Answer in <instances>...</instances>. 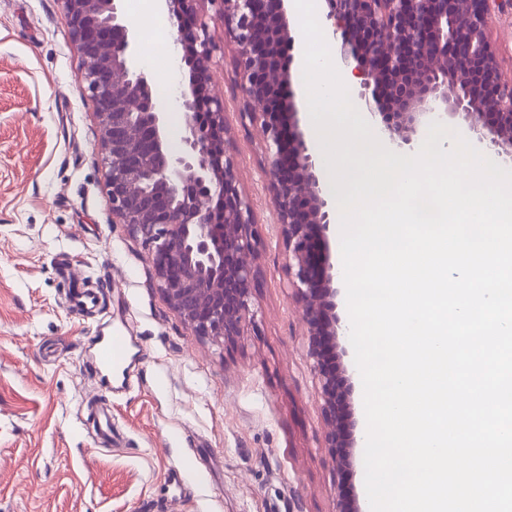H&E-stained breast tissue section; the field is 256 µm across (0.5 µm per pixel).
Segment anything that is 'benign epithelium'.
<instances>
[{"instance_id":"1","label":"benign epithelium","mask_w":512,"mask_h":512,"mask_svg":"<svg viewBox=\"0 0 512 512\" xmlns=\"http://www.w3.org/2000/svg\"><path fill=\"white\" fill-rule=\"evenodd\" d=\"M80 56L81 90L96 106L112 223L152 246L155 288L192 333L224 346L244 335L255 288L257 230L238 168L224 149V101L210 85V36L199 0H160L177 55L194 69L169 100L139 63L122 0H60ZM236 48L244 115L266 142L263 168L288 248V285L301 304L319 384L324 443L342 476L357 445L352 377L342 362L333 265L323 244L335 208L285 93L296 58L288 0H209ZM336 60L360 78L356 104L379 141L414 149L429 125L454 118L479 149L512 163V82L502 80L488 15L512 0H322ZM184 114L179 150L168 113ZM336 512H365L341 494Z\"/></svg>"}]
</instances>
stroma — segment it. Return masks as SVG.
<instances>
[{"mask_svg": "<svg viewBox=\"0 0 512 512\" xmlns=\"http://www.w3.org/2000/svg\"><path fill=\"white\" fill-rule=\"evenodd\" d=\"M211 78L225 149L257 224L252 318L224 349L193 336L154 286L151 248L112 221L95 105L60 0H0V512H335L340 490L366 501L359 443L338 475L324 446L318 382L288 251L262 175V132L240 116L235 47L210 0ZM163 94L191 69L141 44ZM101 292L70 300L63 269ZM133 338L124 376L97 389L95 340Z\"/></svg>", "mask_w": 512, "mask_h": 512, "instance_id": "obj_1", "label": "stroma"}]
</instances>
